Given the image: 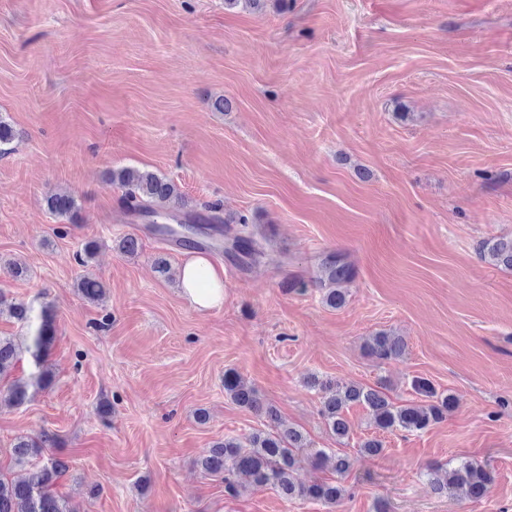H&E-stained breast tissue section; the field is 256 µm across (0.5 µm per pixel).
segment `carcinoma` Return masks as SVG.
<instances>
[{
    "instance_id": "cac0c4a2",
    "label": "carcinoma",
    "mask_w": 512,
    "mask_h": 512,
    "mask_svg": "<svg viewBox=\"0 0 512 512\" xmlns=\"http://www.w3.org/2000/svg\"><path fill=\"white\" fill-rule=\"evenodd\" d=\"M111 181L127 188L124 204L128 212L139 216L151 230L159 233L173 232L169 224L176 222L186 234L182 241L188 245L195 242V238L189 236L194 225L224 223L223 218L215 213L180 215L179 210L184 203L179 187L153 171L124 167L111 173ZM47 206L52 214L69 220L78 209L74 196L67 193L50 196ZM235 247L255 261L262 254L251 232L237 237ZM480 254L496 265L512 268V239H489L482 243ZM351 275V266L341 256L330 254L322 260L317 282L324 288L325 301L329 306L338 308L343 305L345 294L341 285L348 282ZM77 288L92 300L102 295L104 286L92 279H82ZM5 303L4 295L0 293V306ZM8 311L28 332L22 342L0 336V380L8 383L11 404L20 407L52 383L49 357L57 338L56 314L54 307L46 302L37 306L32 302H11ZM365 349L374 359L390 360L404 354L406 343L400 336L378 334L366 342ZM25 355L31 360L34 370L17 376V364ZM322 389L321 414L339 438L348 435L343 409L350 404H360L369 409L376 428L380 430L399 428L414 432L441 422L455 403V397L450 394L435 403L396 406L383 392L353 382H329L323 384ZM224 391L238 405L256 413L263 412L270 418L274 416L273 410L264 408L254 389L232 369L224 371ZM55 447L56 435L46 430L33 437L22 438L13 445L14 462L27 467V473L19 480L0 474V512H79L71 496L59 489L60 481L68 476L69 464L52 453ZM303 448L302 434L292 427L275 434L258 431L252 434L247 446L234 437L212 445L208 454L197 461V466L205 474L224 479L225 491L231 495L238 493L233 477L241 473L253 486H271L287 499L307 498L330 504L340 502L346 494L341 480L352 470L355 459L346 455L336 456V481L316 480L306 484L296 473L298 453ZM424 476L435 494L448 496L456 488L464 486L475 501L485 498L493 483L487 467L472 460H464L455 466L431 464L426 466Z\"/></svg>"
}]
</instances>
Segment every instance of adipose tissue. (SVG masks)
Returning <instances> with one entry per match:
<instances>
[{
    "label": "adipose tissue",
    "mask_w": 512,
    "mask_h": 512,
    "mask_svg": "<svg viewBox=\"0 0 512 512\" xmlns=\"http://www.w3.org/2000/svg\"><path fill=\"white\" fill-rule=\"evenodd\" d=\"M183 294L196 308L208 310L224 303V268L207 256L191 254L179 268Z\"/></svg>",
    "instance_id": "ef3b65f1"
}]
</instances>
